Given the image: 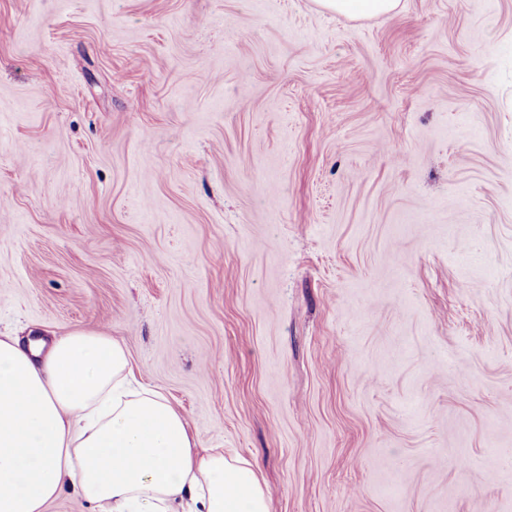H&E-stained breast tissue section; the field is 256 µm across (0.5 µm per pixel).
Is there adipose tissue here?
Here are the masks:
<instances>
[{"label": "adipose tissue", "instance_id": "1", "mask_svg": "<svg viewBox=\"0 0 512 512\" xmlns=\"http://www.w3.org/2000/svg\"><path fill=\"white\" fill-rule=\"evenodd\" d=\"M130 373L106 333L0 336V512H47L67 489L99 512H270L250 463L198 453L184 415Z\"/></svg>", "mask_w": 512, "mask_h": 512}]
</instances>
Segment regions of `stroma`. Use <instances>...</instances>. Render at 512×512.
I'll return each instance as SVG.
<instances>
[{"mask_svg":"<svg viewBox=\"0 0 512 512\" xmlns=\"http://www.w3.org/2000/svg\"><path fill=\"white\" fill-rule=\"evenodd\" d=\"M74 329L271 512H512V0H0V333ZM324 9L349 18H370L393 12L399 0H316Z\"/></svg>","mask_w":512,"mask_h":512,"instance_id":"stroma-1","label":"stroma"}]
</instances>
